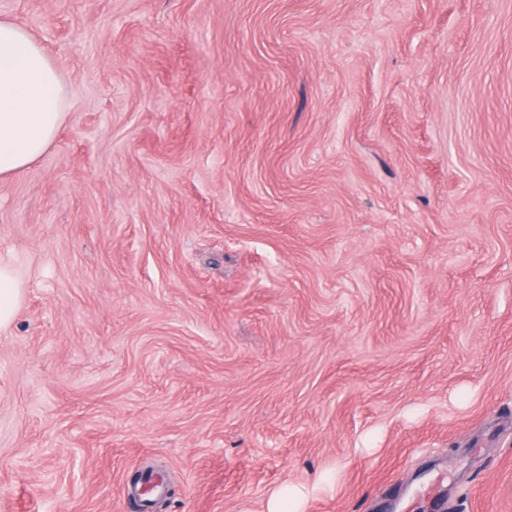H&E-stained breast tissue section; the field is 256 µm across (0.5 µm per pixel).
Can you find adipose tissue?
I'll use <instances>...</instances> for the list:
<instances>
[{
	"mask_svg": "<svg viewBox=\"0 0 512 512\" xmlns=\"http://www.w3.org/2000/svg\"><path fill=\"white\" fill-rule=\"evenodd\" d=\"M68 90L30 31L0 18V179L31 167L53 144L68 110ZM25 294L19 269L0 259V331Z\"/></svg>",
	"mask_w": 512,
	"mask_h": 512,
	"instance_id": "ef3b65f1",
	"label": "adipose tissue"
}]
</instances>
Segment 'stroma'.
Masks as SVG:
<instances>
[{
	"label": "stroma",
	"instance_id": "1",
	"mask_svg": "<svg viewBox=\"0 0 512 512\" xmlns=\"http://www.w3.org/2000/svg\"><path fill=\"white\" fill-rule=\"evenodd\" d=\"M64 77L0 180V512H512V0H0ZM25 294V282L19 269L0 259V331L7 330Z\"/></svg>",
	"mask_w": 512,
	"mask_h": 512
}]
</instances>
